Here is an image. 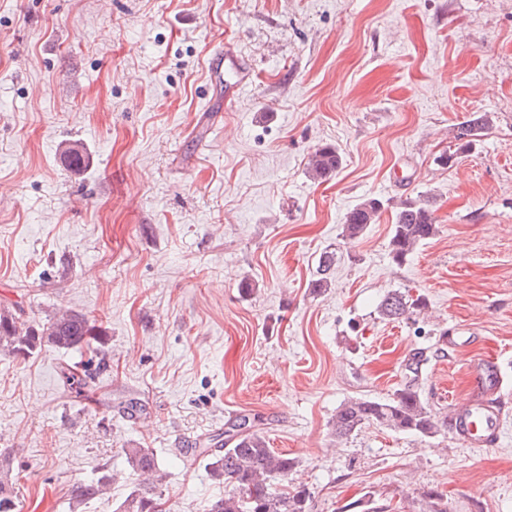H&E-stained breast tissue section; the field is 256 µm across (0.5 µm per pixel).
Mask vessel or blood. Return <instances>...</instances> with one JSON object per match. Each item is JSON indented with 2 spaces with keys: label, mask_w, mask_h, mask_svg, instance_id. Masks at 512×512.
<instances>
[{
  "label": "vessel or blood",
  "mask_w": 512,
  "mask_h": 512,
  "mask_svg": "<svg viewBox=\"0 0 512 512\" xmlns=\"http://www.w3.org/2000/svg\"><path fill=\"white\" fill-rule=\"evenodd\" d=\"M214 76L230 74L225 85V97H233L240 87L250 83V67L237 50L225 46L212 57ZM470 394L453 402L448 415V430L459 439L476 448L496 447L501 438L502 416L491 396L506 386L505 376L497 361L481 359L470 368Z\"/></svg>",
  "instance_id": "vessel-or-blood-1"
}]
</instances>
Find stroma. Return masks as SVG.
Segmentation results:
<instances>
[{
    "label": "stroma",
    "instance_id": "stroma-1",
    "mask_svg": "<svg viewBox=\"0 0 512 512\" xmlns=\"http://www.w3.org/2000/svg\"><path fill=\"white\" fill-rule=\"evenodd\" d=\"M230 40L255 83L229 102L208 61ZM475 112L493 127L460 148ZM74 142L77 170L60 156ZM325 144L342 164L316 180ZM368 198L377 221L344 238ZM406 199L438 232L398 266ZM397 288L427 314L379 319ZM1 308L31 323L68 308L104 335L0 359L18 512H69L104 472L110 494L82 512H114L136 483L128 448L153 450L168 512H207L231 487L186 451L243 414L294 458L309 512H429L431 489L451 512H512V392L490 449L332 430L342 402L390 398L415 347L443 415L479 357L512 375V0H0ZM383 207V202L376 198L361 201L347 213L343 224V236L349 240L359 237L368 224H374ZM333 264V253L326 252L319 257L317 266L315 268L314 278L309 284L313 293L320 294L329 288V285H331L330 272Z\"/></svg>",
    "mask_w": 512,
    "mask_h": 512
}]
</instances>
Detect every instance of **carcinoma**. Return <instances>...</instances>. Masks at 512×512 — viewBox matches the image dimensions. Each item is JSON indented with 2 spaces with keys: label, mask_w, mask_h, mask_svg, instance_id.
I'll use <instances>...</instances> for the list:
<instances>
[{
  "label": "carcinoma",
  "mask_w": 512,
  "mask_h": 512,
  "mask_svg": "<svg viewBox=\"0 0 512 512\" xmlns=\"http://www.w3.org/2000/svg\"><path fill=\"white\" fill-rule=\"evenodd\" d=\"M493 126L489 112H475L459 123L454 138L468 146L487 133ZM342 164L337 148L325 145L310 156L312 178L330 177ZM384 204L376 198L361 201L347 213L342 234L352 240L359 237L367 225L374 223ZM438 233V224L427 202L405 200L395 212L389 240L391 260L400 265L424 242ZM334 255L322 254L310 282L311 291L320 294L331 285L330 272ZM428 308L421 295H410L392 290L378 305L379 315L387 320H409ZM102 330L84 315L64 312L38 325H25L9 309L0 310V357H30L45 346L66 352L84 349L98 350L102 344ZM430 362L425 348L410 350L401 363L403 383L387 400L358 398L343 402L332 419L336 437H348L363 427L376 424L392 431L417 437H432L440 427L438 415L421 391V380ZM209 458L208 468L213 479L229 482L234 491L214 499L209 512H308L311 498L305 487L283 491L273 488L276 481H284L295 466L294 459L270 448L265 435L245 416L235 419L224 431V441L217 448L199 449ZM124 454L133 474L140 477L134 490L126 495L116 512H157L161 504L158 484L162 480L158 459L150 448H126ZM9 460H0V512H16V494L9 478ZM112 476L103 474L77 487L75 502L70 512L107 493Z\"/></svg>",
  "instance_id": "obj_1"
}]
</instances>
